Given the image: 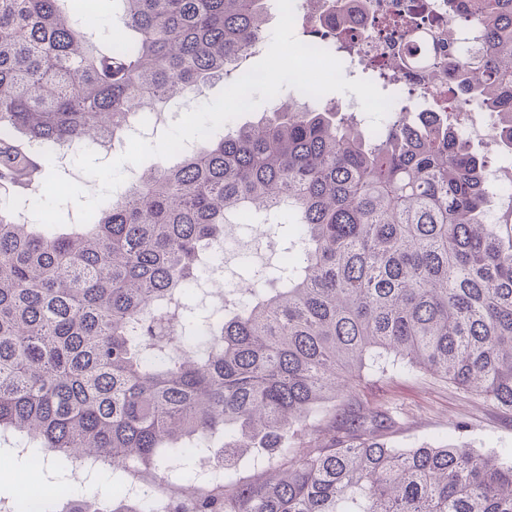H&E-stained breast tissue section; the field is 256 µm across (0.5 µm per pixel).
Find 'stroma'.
<instances>
[{
	"mask_svg": "<svg viewBox=\"0 0 512 512\" xmlns=\"http://www.w3.org/2000/svg\"><path fill=\"white\" fill-rule=\"evenodd\" d=\"M95 3L94 10L86 14L81 13L76 0H66L64 7L72 14H83L85 27L93 31L102 43L119 41L123 32L116 21L115 0H95ZM254 230V224L245 222L224 231V253L232 272L231 282L243 296L247 295L253 274L262 264L274 266L278 263L274 257L262 260L259 254L247 248L246 243ZM359 393L369 402L395 409V422L386 429L384 436L388 445L413 448L450 440L468 444L484 454L512 448V416L427 373H418L416 378L410 379L389 364L384 371L364 373ZM26 441V436L16 432L0 437L2 502L16 503L21 499L18 486L25 477V462L17 457L15 450L24 446ZM215 473L206 452L202 451L189 463L170 462L166 470L167 484H158L150 469L140 467L127 474L103 468L94 473L84 486L77 488L76 493L80 496L93 495L106 502L112 498L116 488L135 482L141 490L160 491L174 497L183 486L206 483Z\"/></svg>",
	"mask_w": 512,
	"mask_h": 512,
	"instance_id": "35a3bbf8",
	"label": "stroma"
}]
</instances>
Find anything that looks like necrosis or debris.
<instances>
[{
	"label": "necrosis or debris",
	"instance_id": "obj_1",
	"mask_svg": "<svg viewBox=\"0 0 512 512\" xmlns=\"http://www.w3.org/2000/svg\"><path fill=\"white\" fill-rule=\"evenodd\" d=\"M295 8L307 20L306 44L331 48L328 29L344 38L351 51H336L343 72H353L369 60H395L400 47H407L410 60L397 71V85L405 97V111L438 102L448 84V59L437 53L439 44L473 50L480 32L469 18L456 12L449 0H294ZM403 16L406 24L379 39L375 19L378 8ZM456 126L471 142L483 147L495 145V115L464 104L453 113ZM487 188L492 198L490 218L512 212V154L501 165L487 171Z\"/></svg>",
	"mask_w": 512,
	"mask_h": 512
}]
</instances>
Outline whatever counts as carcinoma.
I'll return each mask as SVG.
<instances>
[{
  "label": "carcinoma",
  "mask_w": 512,
  "mask_h": 512,
  "mask_svg": "<svg viewBox=\"0 0 512 512\" xmlns=\"http://www.w3.org/2000/svg\"><path fill=\"white\" fill-rule=\"evenodd\" d=\"M59 2L0 0V430L35 443L25 470L199 447L227 468L259 448L274 463L256 481L190 487L172 512H512V456L391 448L386 407L351 385L389 354L512 414V219L488 223L486 164L450 119L499 113L512 151V0H455L482 49L454 55L438 120L373 134L334 100H290L136 172L90 222L37 232L14 202L42 191L43 152L105 148L170 97L236 81L268 36V0H116L127 37L103 51ZM244 213L288 216V274L217 320L172 308Z\"/></svg>",
  "instance_id": "carcinoma-1"
}]
</instances>
